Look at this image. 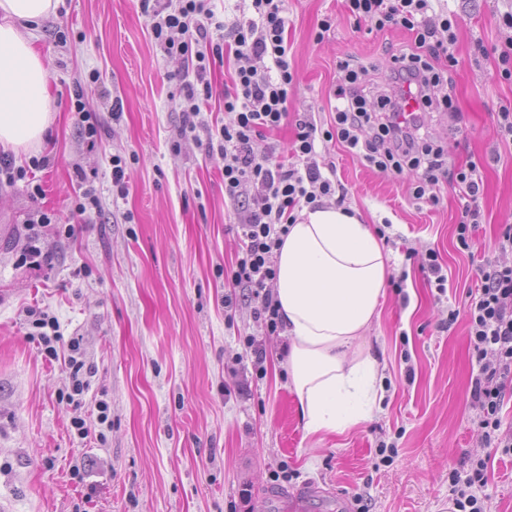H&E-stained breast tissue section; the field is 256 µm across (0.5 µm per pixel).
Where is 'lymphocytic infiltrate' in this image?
I'll use <instances>...</instances> for the list:
<instances>
[{
	"label": "lymphocytic infiltrate",
	"instance_id": "f902f5d3",
	"mask_svg": "<svg viewBox=\"0 0 512 512\" xmlns=\"http://www.w3.org/2000/svg\"><path fill=\"white\" fill-rule=\"evenodd\" d=\"M254 18L225 27L214 0H140L150 19L152 37L160 52L177 55L187 65L179 76V101L189 115L187 132L206 136L207 155L224 164V193L241 202V254L227 274L229 287L247 290L259 303L256 315L269 333L282 327L279 309L267 283L276 277V252L283 243L294 212L301 204L315 203L318 194H332L344 205L347 192L333 173L317 162L319 144L337 141L349 153L362 157L380 173L416 175L414 197L438 203L437 188L449 180L465 205L456 227L461 250L473 247L471 227L480 212L475 203L484 189L476 164L449 168L441 147L418 137L413 125L399 122L398 97H371L367 67L341 59L336 63V105L333 125L325 130L308 116H299L292 146L293 160L284 163L273 154H256L253 142L279 129L288 117L293 74L288 61V20L284 0H251ZM433 0H345L356 22L372 29L403 30L412 45L390 58L393 84L414 87L420 109L449 110L453 102L442 88L445 75L440 61H453L456 43L451 20L435 22ZM232 53L241 65L233 91L224 94V110L232 119L215 129L202 111L213 98L208 78L215 62ZM480 284L468 293V340L478 371L471 379L470 398L479 413L485 445L512 457V435H504L502 410L512 399V266L489 261L479 268ZM29 337L47 355L57 356L59 345L69 351L71 369L65 397L76 403L88 388L86 363L78 339H64L56 317L38 313ZM489 456H475L465 473L449 475L453 512H486L482 495L488 483Z\"/></svg>",
	"mask_w": 512,
	"mask_h": 512
}]
</instances>
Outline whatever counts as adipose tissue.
I'll return each instance as SVG.
<instances>
[{"label": "adipose tissue", "mask_w": 512, "mask_h": 512, "mask_svg": "<svg viewBox=\"0 0 512 512\" xmlns=\"http://www.w3.org/2000/svg\"><path fill=\"white\" fill-rule=\"evenodd\" d=\"M59 0H0V146L38 148L51 124L49 71L32 30ZM387 258L369 225L349 211L303 210L277 256L276 298L288 335L290 386L308 431L344 430L382 387L357 340L378 317Z\"/></svg>", "instance_id": "ef3b65f1"}]
</instances>
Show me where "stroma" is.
Instances as JSON below:
<instances>
[{
  "label": "stroma",
  "instance_id": "stroma-1",
  "mask_svg": "<svg viewBox=\"0 0 512 512\" xmlns=\"http://www.w3.org/2000/svg\"><path fill=\"white\" fill-rule=\"evenodd\" d=\"M289 112L330 123L336 62L373 66L375 90L394 91L386 65L410 39L356 24L342 0H286ZM457 24L447 93L454 112H428L422 130L449 163L475 162L484 180L473 254L458 250L462 204L442 185L438 204L415 199L412 173L382 174L336 142L321 155L348 190L346 207L387 227L391 274L363 350L380 364L384 398L356 425L312 433L298 412L282 347L255 321V301L224 285L241 251L235 206L224 195L221 159L183 131L181 60L156 47L138 0H60L35 30L47 61L53 125L35 171L0 185V504L9 512H449L451 472L490 455L487 512H512V458L489 453L470 403L477 366L466 319L449 323L477 286L489 258L512 265L499 238L512 225V141L499 131L512 105V79L498 54L512 0H436ZM333 22L316 40L322 19ZM98 72V83L87 82ZM98 135L89 139L71 110L76 82ZM123 113L113 118V98ZM126 161L130 193L112 199V155ZM94 186L102 209L85 222L75 203ZM56 223L27 227L36 211ZM74 233H66V225ZM50 267L25 264L29 246ZM435 250L445 295L429 288L417 256ZM57 317L64 338L81 342L89 389L79 408L61 402L67 348L49 357L28 338L32 311ZM265 351L256 361L246 344ZM111 425L100 428L96 404ZM88 422L78 438L72 414ZM394 443L388 462L376 454ZM81 469L83 480L72 476ZM304 489L302 505L294 493Z\"/></svg>",
  "mask_w": 512,
  "mask_h": 512
}]
</instances>
